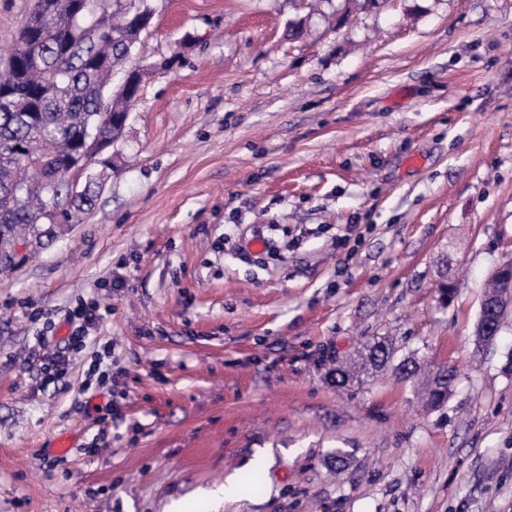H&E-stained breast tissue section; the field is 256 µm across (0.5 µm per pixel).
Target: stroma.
<instances>
[{"instance_id": "obj_1", "label": "stroma", "mask_w": 512, "mask_h": 512, "mask_svg": "<svg viewBox=\"0 0 512 512\" xmlns=\"http://www.w3.org/2000/svg\"><path fill=\"white\" fill-rule=\"evenodd\" d=\"M362 2L150 0L91 210L0 272V512H512V312L474 336L512 256V0ZM268 224L296 247L253 249ZM82 303L42 386L39 334ZM376 337L418 375L327 380ZM261 454L258 493L209 497ZM98 309L92 306H80L71 311L67 322L70 325V334L64 339V347L59 351L53 352L43 359L41 365V374L43 375V384L50 385L64 377L68 372L70 362V352H80L88 342V328L96 323L100 318L97 314ZM449 368L451 372L448 371V374L446 373V375H448L446 379H442L438 371L432 373L426 389L427 401L431 407L436 408L443 405L452 394V387L457 377V371L454 367Z\"/></svg>"}]
</instances>
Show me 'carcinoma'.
I'll use <instances>...</instances> for the list:
<instances>
[{"mask_svg": "<svg viewBox=\"0 0 512 512\" xmlns=\"http://www.w3.org/2000/svg\"><path fill=\"white\" fill-rule=\"evenodd\" d=\"M76 0H42L43 11L27 17L18 37L4 52L0 72V238L19 240L32 234L51 209L71 196L67 173L83 147L86 131L103 138L119 136L118 122L131 112L137 93L109 92L112 75L126 63L141 40L133 11L138 0H116L109 26L116 37H98L88 24H73ZM32 139L35 157L17 149ZM100 170L86 176L83 192L73 197L85 212L94 202ZM28 186L19 195L16 190ZM384 341L364 346L362 366L382 372L393 358ZM457 371L443 379L433 372L426 389L428 404L448 401Z\"/></svg>", "mask_w": 512, "mask_h": 512, "instance_id": "carcinoma-1", "label": "carcinoma"}]
</instances>
